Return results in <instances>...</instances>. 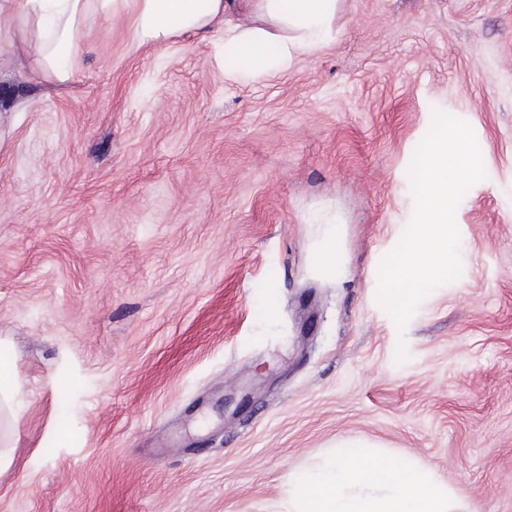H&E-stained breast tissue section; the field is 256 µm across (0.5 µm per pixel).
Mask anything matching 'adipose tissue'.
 <instances>
[{
  "mask_svg": "<svg viewBox=\"0 0 512 512\" xmlns=\"http://www.w3.org/2000/svg\"><path fill=\"white\" fill-rule=\"evenodd\" d=\"M132 6L131 39L152 47L180 32L224 36L225 79L288 69L334 42L338 0H0V73L66 82L79 65L90 17ZM297 512H448V497L416 466L380 462L359 442L339 445L329 466L291 475Z\"/></svg>",
  "mask_w": 512,
  "mask_h": 512,
  "instance_id": "adipose-tissue-1",
  "label": "adipose tissue"
}]
</instances>
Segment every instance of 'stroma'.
<instances>
[{
	"mask_svg": "<svg viewBox=\"0 0 512 512\" xmlns=\"http://www.w3.org/2000/svg\"><path fill=\"white\" fill-rule=\"evenodd\" d=\"M129 24L90 19L67 82L0 80L26 400L0 512H291L289 474L348 438L453 512H512V0H341L335 42L239 83L222 34L140 48ZM438 109L487 177L461 277L401 331L379 270ZM341 265L336 237L331 235L319 252V269L325 275H334Z\"/></svg>",
	"mask_w": 512,
	"mask_h": 512,
	"instance_id": "stroma-1",
	"label": "stroma"
}]
</instances>
